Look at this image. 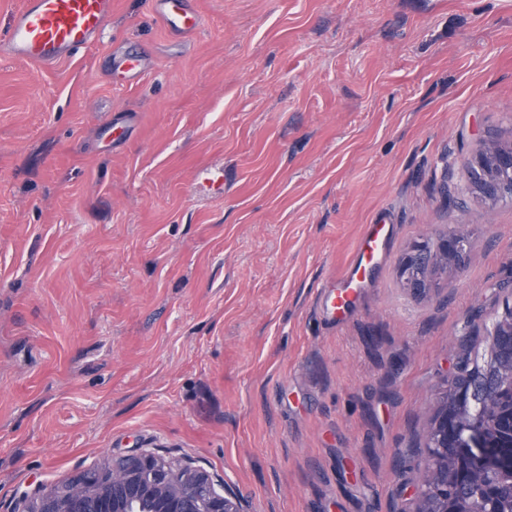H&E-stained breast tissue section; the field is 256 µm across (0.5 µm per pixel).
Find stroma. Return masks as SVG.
I'll use <instances>...</instances> for the list:
<instances>
[{"label": "stroma", "instance_id": "obj_1", "mask_svg": "<svg viewBox=\"0 0 512 512\" xmlns=\"http://www.w3.org/2000/svg\"><path fill=\"white\" fill-rule=\"evenodd\" d=\"M196 2L186 39L114 0L75 57H0V512L133 449L253 512H415L445 383L512 286V201L467 182L512 144V0ZM382 220L333 326L321 291ZM455 231L463 269L404 290V253ZM112 68L125 73L130 83L136 82L142 72L139 57L123 52L112 53ZM392 232V224H368L362 233L357 247L359 257L354 268H349L327 291L335 318L353 302L366 272L380 264Z\"/></svg>", "mask_w": 512, "mask_h": 512}]
</instances>
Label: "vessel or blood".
I'll return each mask as SVG.
<instances>
[{"label":"vessel or blood","instance_id":"1","mask_svg":"<svg viewBox=\"0 0 512 512\" xmlns=\"http://www.w3.org/2000/svg\"><path fill=\"white\" fill-rule=\"evenodd\" d=\"M157 16L174 35L195 34L201 19L192 0H151ZM112 20V0H23L11 14L9 28L0 40V57L38 66H53L66 61L92 45ZM113 69L136 82L142 72L139 57L116 52ZM393 227L371 224L362 233L358 260L327 292L332 313H340L355 299L367 271L380 264L388 247Z\"/></svg>","mask_w":512,"mask_h":512}]
</instances>
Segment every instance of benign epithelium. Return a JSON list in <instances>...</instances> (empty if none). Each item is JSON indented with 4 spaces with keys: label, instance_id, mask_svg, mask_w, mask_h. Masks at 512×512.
Listing matches in <instances>:
<instances>
[{
    "label": "benign epithelium",
    "instance_id": "benign-epithelium-1",
    "mask_svg": "<svg viewBox=\"0 0 512 512\" xmlns=\"http://www.w3.org/2000/svg\"><path fill=\"white\" fill-rule=\"evenodd\" d=\"M467 179L485 201L511 199L512 146L492 145L478 152ZM468 255L469 238L464 232L426 235L402 258L401 282L412 294L425 296L431 291V279L411 276V268L427 274L446 260L459 269ZM425 437L432 438V444L421 449L424 485L432 489L435 499L427 503L419 494V503L427 507L416 512H448V465L443 457L448 447V413L436 411ZM20 505V512H249L245 496L205 468L174 464L140 451L114 457L111 464L88 475L64 478L50 491L25 493Z\"/></svg>",
    "mask_w": 512,
    "mask_h": 512
}]
</instances>
